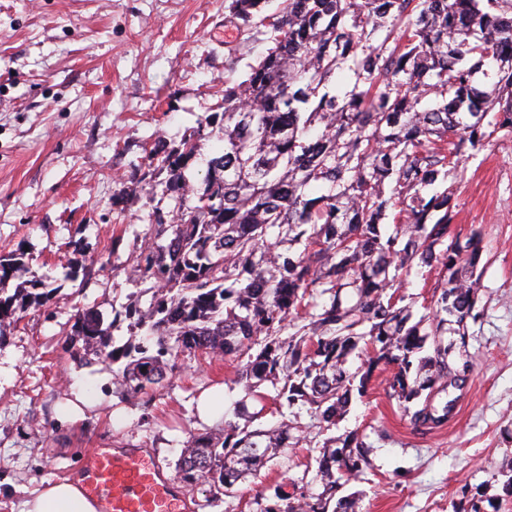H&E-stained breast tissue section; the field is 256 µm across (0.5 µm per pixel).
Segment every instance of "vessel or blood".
<instances>
[{"instance_id":"1","label":"vessel or blood","mask_w":512,"mask_h":512,"mask_svg":"<svg viewBox=\"0 0 512 512\" xmlns=\"http://www.w3.org/2000/svg\"><path fill=\"white\" fill-rule=\"evenodd\" d=\"M99 512H185L182 487L142 448H94L79 472Z\"/></svg>"}]
</instances>
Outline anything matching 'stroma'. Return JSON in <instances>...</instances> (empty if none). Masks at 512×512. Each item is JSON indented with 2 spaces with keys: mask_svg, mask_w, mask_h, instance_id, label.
Returning <instances> with one entry per match:
<instances>
[{
  "mask_svg": "<svg viewBox=\"0 0 512 512\" xmlns=\"http://www.w3.org/2000/svg\"><path fill=\"white\" fill-rule=\"evenodd\" d=\"M224 0H0V253L25 252L28 280L55 289L0 345V512H21L42 483L77 475L88 450L149 449L175 474L188 433L207 430L199 397L224 390V413L242 396L235 365L184 354L166 388L114 392L103 363L78 367L65 329L80 306L104 315L149 296L123 259L144 242L153 201L136 180L155 143L178 146L224 94ZM452 234L481 229L487 266L484 315L469 324L467 368L447 423L413 428L385 391L393 369L376 370L333 436L363 437L370 467L340 488L359 512H454L469 486L512 512V133L463 158ZM124 245L113 252L112 237ZM76 261L87 287L65 276ZM300 443L271 460L224 501L206 485L185 487L188 512H256L269 486L315 482L316 417L301 416Z\"/></svg>",
  "mask_w": 512,
  "mask_h": 512,
  "instance_id": "35a3bbf8",
  "label": "stroma"
}]
</instances>
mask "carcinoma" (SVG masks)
<instances>
[{
	"label": "carcinoma",
	"mask_w": 512,
	"mask_h": 512,
	"mask_svg": "<svg viewBox=\"0 0 512 512\" xmlns=\"http://www.w3.org/2000/svg\"><path fill=\"white\" fill-rule=\"evenodd\" d=\"M227 2L238 38L225 46L223 112L178 147L151 148L137 179L150 200L171 202L155 207L127 264L150 302L110 322L83 307L66 331L80 363L112 366V385L131 396L167 386L185 352L240 362L235 416L248 423L189 433L177 463L182 482L208 484L217 501L286 454L299 430L288 416L311 410L331 429L382 364L394 368L388 397L414 428L447 421L455 400L433 399L466 383L448 356L483 314L486 268L480 230L448 240V177L466 152L512 132V0H280L269 14L265 0ZM254 31L267 47L235 79ZM338 73L349 75L345 90ZM207 128L224 145L195 180ZM26 267L23 255L0 253V342L55 293L37 280L9 292ZM425 269L438 271L440 294L417 317L397 291ZM358 349L365 367L351 373ZM268 382L289 414L251 429L261 411L248 403L264 404ZM368 452L357 436L325 439L322 491L294 496L277 484L258 512H358L354 497L334 499L336 477L358 478Z\"/></svg>",
	"instance_id": "cac0c4a2"
}]
</instances>
